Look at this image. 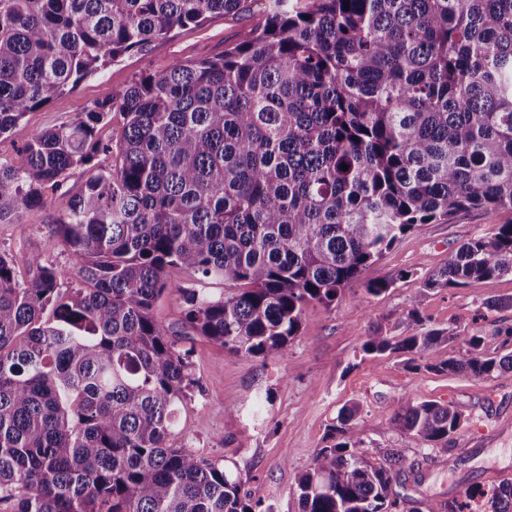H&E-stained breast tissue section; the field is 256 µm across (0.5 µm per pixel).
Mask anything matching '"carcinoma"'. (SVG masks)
I'll use <instances>...</instances> for the list:
<instances>
[{"label":"carcinoma","mask_w":512,"mask_h":512,"mask_svg":"<svg viewBox=\"0 0 512 512\" xmlns=\"http://www.w3.org/2000/svg\"><path fill=\"white\" fill-rule=\"evenodd\" d=\"M349 9H344V2ZM244 0H0V135L81 80ZM122 117L112 142L101 126ZM112 165L94 163L100 156ZM348 166L343 170L342 166ZM90 176L54 221L81 287L52 263L19 279L0 254V503L10 512H262L224 465L168 444L199 388L191 351L154 316L175 272L185 325L235 356L288 357L304 307L336 306L399 236L470 209L512 213V0H268L224 53L112 87L84 119L0 161V223ZM512 274V223L463 243L422 287ZM406 336L369 355L490 376L483 337L450 339L414 302ZM344 407L294 493L302 512H396L397 448L368 451ZM391 428L424 448L461 425L405 400ZM512 512V484L482 489ZM429 512H473L434 502Z\"/></svg>","instance_id":"1"}]
</instances>
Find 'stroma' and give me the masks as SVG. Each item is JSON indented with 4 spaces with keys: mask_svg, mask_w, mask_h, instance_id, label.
<instances>
[{
    "mask_svg": "<svg viewBox=\"0 0 512 512\" xmlns=\"http://www.w3.org/2000/svg\"><path fill=\"white\" fill-rule=\"evenodd\" d=\"M266 5L267 0H247L240 13L174 30L146 52L124 56L87 77L0 135V159H10L42 130L79 121L110 87L127 85L145 71L163 72L178 60L223 53L263 23ZM87 177L86 168L70 169L63 187L47 191L43 208L24 212L17 223H0V254L12 260L20 278L48 262L72 265L52 221ZM509 222L510 212L471 209L406 233L344 290L334 309L305 306L299 333L283 360L226 353L186 328L179 294L164 295L155 316L168 327L172 341L190 349L201 387L178 418L172 446L224 462L250 499L272 512H301L293 493L296 481L326 445L340 409L355 404V423L367 447L397 448L403 455V471L393 485L399 512H428L432 501L461 497L469 487L512 483V370L488 377L414 370L405 357L375 358L359 349L376 325L387 335H403L407 313L416 304L428 324L454 334L433 351V358L457 355L462 337L473 334L483 336L487 355L512 353V340L497 333L512 325V309L487 306L512 297V275L460 288H421L457 247ZM387 277L394 284L385 294L365 293L364 282ZM408 398L448 403L460 414L462 425L449 436L447 448L427 450L392 430L391 412Z\"/></svg>",
    "mask_w": 512,
    "mask_h": 512,
    "instance_id": "obj_1",
    "label": "stroma"
}]
</instances>
